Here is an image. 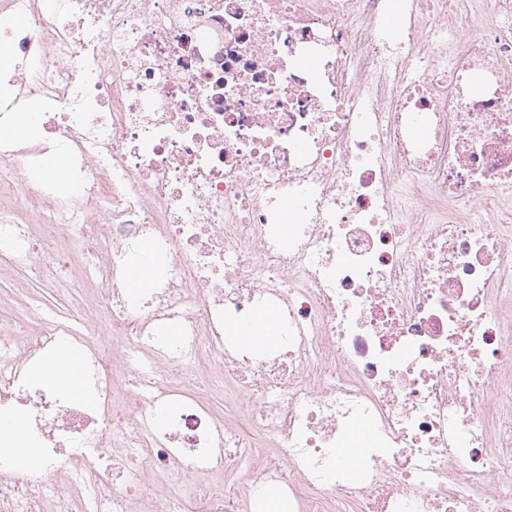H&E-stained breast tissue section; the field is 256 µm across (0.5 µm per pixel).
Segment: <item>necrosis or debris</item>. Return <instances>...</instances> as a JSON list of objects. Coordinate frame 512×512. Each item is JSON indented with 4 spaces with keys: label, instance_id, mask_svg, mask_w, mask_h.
Listing matches in <instances>:
<instances>
[{
    "label": "necrosis or debris",
    "instance_id": "1",
    "mask_svg": "<svg viewBox=\"0 0 512 512\" xmlns=\"http://www.w3.org/2000/svg\"><path fill=\"white\" fill-rule=\"evenodd\" d=\"M472 24L458 0H0V126L43 110L0 141V268L55 282L69 243L97 301L0 324V512H191L175 474L201 512H512V0ZM52 150L62 191L29 176ZM145 246L164 273L135 296ZM63 346L71 393L33 377ZM240 448L266 455L207 489ZM274 317L267 313L256 319L248 332L247 338L257 347L264 346L273 340Z\"/></svg>",
    "mask_w": 512,
    "mask_h": 512
}]
</instances>
